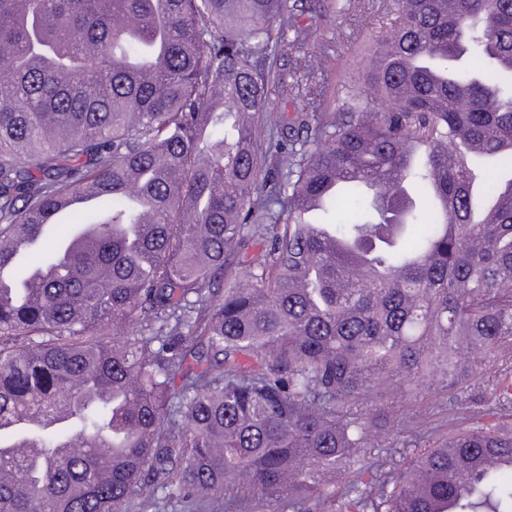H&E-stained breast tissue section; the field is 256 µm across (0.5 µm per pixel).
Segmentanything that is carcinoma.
I'll return each instance as SVG.
<instances>
[{"label":"carcinoma","instance_id":"1","mask_svg":"<svg viewBox=\"0 0 512 512\" xmlns=\"http://www.w3.org/2000/svg\"><path fill=\"white\" fill-rule=\"evenodd\" d=\"M391 5L290 116L310 3L0 0V512H512V0ZM372 392V404L380 407H388L398 419H405L408 415L416 414L414 419L415 433H408L400 429L391 428L386 436V448L396 449L397 460L413 455V448H405L402 443L415 434L418 436L438 435L455 426H466L470 423L469 413L464 408L448 410V393L439 376H431L427 379L425 387L421 389L417 398L400 396L393 393L390 386L384 381L377 380Z\"/></svg>","mask_w":512,"mask_h":512}]
</instances>
